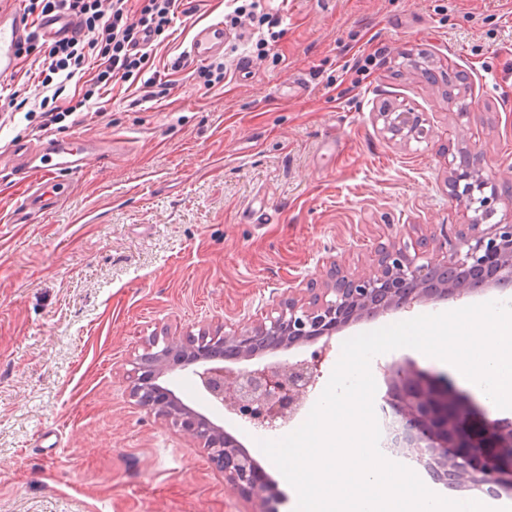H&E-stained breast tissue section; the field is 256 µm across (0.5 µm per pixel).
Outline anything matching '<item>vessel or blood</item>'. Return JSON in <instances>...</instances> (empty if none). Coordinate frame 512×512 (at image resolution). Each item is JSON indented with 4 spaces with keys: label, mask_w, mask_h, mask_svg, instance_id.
Instances as JSON below:
<instances>
[{
    "label": "vessel or blood",
    "mask_w": 512,
    "mask_h": 512,
    "mask_svg": "<svg viewBox=\"0 0 512 512\" xmlns=\"http://www.w3.org/2000/svg\"><path fill=\"white\" fill-rule=\"evenodd\" d=\"M79 31L75 18L63 12L32 16L25 12L22 0H0V76L14 74L20 66V46L28 35H36L44 46L71 38ZM229 37L223 22L199 25L191 39L188 57L191 62L205 63L224 53ZM92 146L79 137L57 141L48 149H32L25 154L22 166L30 178L28 195L22 208L39 205L56 209L68 192V176L86 166Z\"/></svg>",
    "instance_id": "obj_1"
}]
</instances>
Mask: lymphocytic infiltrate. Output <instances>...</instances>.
I'll return each mask as SVG.
<instances>
[{
    "label": "lymphocytic infiltrate",
    "instance_id": "f902f5d3",
    "mask_svg": "<svg viewBox=\"0 0 512 512\" xmlns=\"http://www.w3.org/2000/svg\"><path fill=\"white\" fill-rule=\"evenodd\" d=\"M184 0H26L29 14L64 9L80 17L82 35L42 50L35 37H28L24 51L39 57L36 79L54 89L43 97L38 109L45 123L54 124L73 112L103 99L112 82H144L150 97L167 96L172 82L154 71L147 40L165 41ZM80 79L76 96L58 105L56 94L68 82Z\"/></svg>",
    "mask_w": 512,
    "mask_h": 512
}]
</instances>
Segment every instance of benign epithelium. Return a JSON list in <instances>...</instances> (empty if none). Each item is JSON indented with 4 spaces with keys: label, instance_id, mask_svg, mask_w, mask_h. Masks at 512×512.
<instances>
[{
    "label": "benign epithelium",
    "instance_id": "7a95c632",
    "mask_svg": "<svg viewBox=\"0 0 512 512\" xmlns=\"http://www.w3.org/2000/svg\"><path fill=\"white\" fill-rule=\"evenodd\" d=\"M383 129L392 138L429 139L432 133L423 112H379ZM452 199L474 212L470 223L443 236L440 255L428 256L424 239L394 238L376 251L373 269L352 274L338 260L326 261L298 295L280 302L274 314L229 332H204L197 338L166 336L148 343L154 361L136 362L132 394L159 418L204 442L209 460L224 480L264 503V512H277V499L256 479L257 462L223 427L183 404L158 380L179 364L195 366L194 374L211 398L254 427L273 430L299 410L319 377L320 360L342 328L417 302L462 299L480 288L512 284V220L490 224L495 214V172L481 151H460V161L448 162ZM278 347L322 345L311 359L295 363L254 364L233 369L221 364L219 349L232 351L238 361L260 356L262 340ZM386 400L410 431L412 459L434 468L448 484L481 492L512 490V421L492 424L472 421L471 413L453 395L442 376H427L411 366L387 368ZM482 443L489 453L471 450Z\"/></svg>",
    "mask_w": 512,
    "mask_h": 512
}]
</instances>
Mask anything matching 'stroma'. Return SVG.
I'll use <instances>...</instances> for the list:
<instances>
[{
	"instance_id": "obj_1",
	"label": "stroma",
	"mask_w": 512,
	"mask_h": 512,
	"mask_svg": "<svg viewBox=\"0 0 512 512\" xmlns=\"http://www.w3.org/2000/svg\"><path fill=\"white\" fill-rule=\"evenodd\" d=\"M282 36L256 47L251 26L224 48V86L200 89L195 64L171 74L167 98L116 82L100 110L40 128L0 112V512H262L206 448L131 395L149 337L188 338L265 319L326 260L373 267L391 238L468 223L448 194V159L484 152L497 177L496 219L512 218V0H260ZM226 0H196L156 51L172 63L195 24ZM430 61L435 81L417 65ZM467 77L448 97L449 76ZM425 113L429 140L388 139L381 104ZM102 155L58 209L12 218L25 185L11 175L20 141L71 136ZM450 301L417 303L342 329L321 374L281 434L299 427L344 341ZM447 367L397 349L385 370ZM164 381L222 425L265 470L278 512L295 494L260 450L265 430L215 403L191 370Z\"/></svg>"
}]
</instances>
